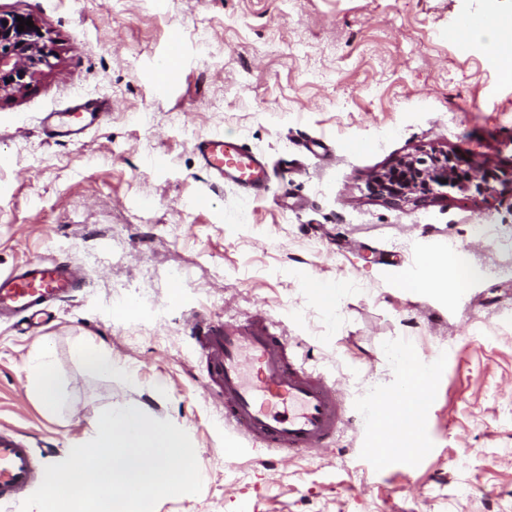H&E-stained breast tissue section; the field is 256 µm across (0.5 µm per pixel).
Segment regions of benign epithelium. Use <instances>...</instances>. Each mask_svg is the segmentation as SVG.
<instances>
[{"mask_svg": "<svg viewBox=\"0 0 512 512\" xmlns=\"http://www.w3.org/2000/svg\"><path fill=\"white\" fill-rule=\"evenodd\" d=\"M34 27L17 30V14L0 12V94L21 93L40 67L51 66L50 50L38 21ZM453 184L470 182L468 172L452 166L448 155L422 158L407 157L371 178V193L393 201L423 200L448 176Z\"/></svg>", "mask_w": 512, "mask_h": 512, "instance_id": "7a95c632", "label": "benign epithelium"}]
</instances>
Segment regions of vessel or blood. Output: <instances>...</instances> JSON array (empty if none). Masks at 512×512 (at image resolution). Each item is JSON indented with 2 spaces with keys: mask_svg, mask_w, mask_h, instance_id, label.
Returning a JSON list of instances; mask_svg holds the SVG:
<instances>
[{
  "mask_svg": "<svg viewBox=\"0 0 512 512\" xmlns=\"http://www.w3.org/2000/svg\"><path fill=\"white\" fill-rule=\"evenodd\" d=\"M195 148L216 182L256 193L264 189V161L237 139L216 134ZM81 280L80 268L30 260L0 276V315L32 320ZM200 341L224 422L249 445L295 455L320 450L341 432L345 405L335 383L307 366L265 317L208 324ZM38 466L31 448L0 434V499L16 497L33 481Z\"/></svg>",
  "mask_w": 512,
  "mask_h": 512,
  "instance_id": "obj_1",
  "label": "vessel or blood"
}]
</instances>
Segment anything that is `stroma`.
Returning <instances> with one entry per match:
<instances>
[{
  "mask_svg": "<svg viewBox=\"0 0 512 512\" xmlns=\"http://www.w3.org/2000/svg\"><path fill=\"white\" fill-rule=\"evenodd\" d=\"M35 16L53 51L0 95V275L41 258L83 267L47 322H0V432L59 462L106 408L136 400L189 435L196 495L155 512H512V68L451 35L512 0H0ZM179 57L156 80L171 45ZM98 111L78 138L68 112ZM269 160L253 197L214 184L195 149L213 134ZM449 155L488 177L423 203L370 194L406 156ZM162 165H151L153 157ZM210 197L207 208L196 207ZM457 247L465 287L417 291ZM334 289L325 308L303 283ZM266 316L336 379L350 422L318 454L244 451L208 395L191 332ZM104 347L131 378L87 370ZM49 349L59 407L28 386ZM429 376L420 451L382 455L376 403Z\"/></svg>",
  "mask_w": 512,
  "mask_h": 512,
  "instance_id": "obj_1",
  "label": "stroma"
}]
</instances>
